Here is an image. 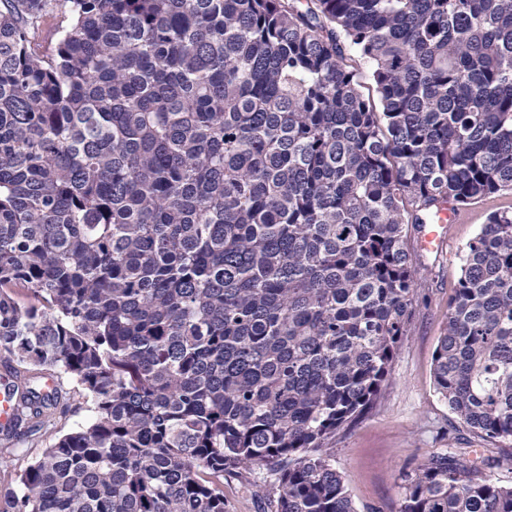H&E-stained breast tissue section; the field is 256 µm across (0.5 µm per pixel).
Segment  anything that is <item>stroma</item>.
Instances as JSON below:
<instances>
[{"label": "stroma", "mask_w": 512, "mask_h": 512, "mask_svg": "<svg viewBox=\"0 0 512 512\" xmlns=\"http://www.w3.org/2000/svg\"><path fill=\"white\" fill-rule=\"evenodd\" d=\"M512 208V193L487 197L445 225L443 252L425 253L417 276L423 286L408 336L392 362L380 398L329 445L333 467L357 512H398L404 477L430 456L460 448L473 457L512 456V441L486 442L462 425L433 386V360L461 275L458 256L490 213Z\"/></svg>", "instance_id": "stroma-1"}]
</instances>
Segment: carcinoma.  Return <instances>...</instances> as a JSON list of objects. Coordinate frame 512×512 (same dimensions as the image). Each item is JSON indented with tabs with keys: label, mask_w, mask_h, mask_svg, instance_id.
I'll return each mask as SVG.
<instances>
[{
	"label": "carcinoma",
	"mask_w": 512,
	"mask_h": 512,
	"mask_svg": "<svg viewBox=\"0 0 512 512\" xmlns=\"http://www.w3.org/2000/svg\"><path fill=\"white\" fill-rule=\"evenodd\" d=\"M509 191L512 0H0V512H224L226 474L357 512L327 446L407 336L409 228ZM459 261L433 384L512 440V210ZM511 465L450 448L399 512H512Z\"/></svg>",
	"instance_id": "1"
}]
</instances>
